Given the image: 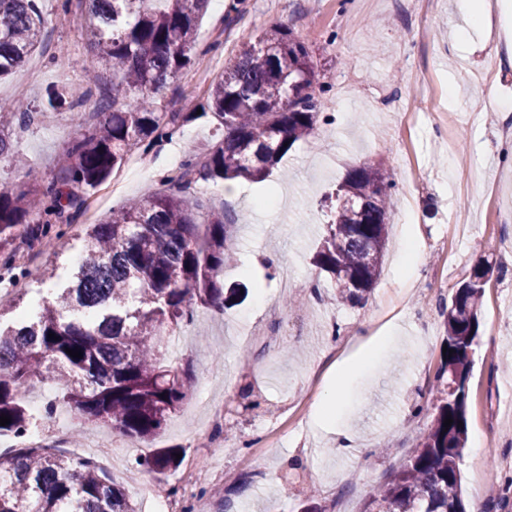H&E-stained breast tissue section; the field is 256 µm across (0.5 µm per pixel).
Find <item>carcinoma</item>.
Returning a JSON list of instances; mask_svg holds the SVG:
<instances>
[{
  "label": "carcinoma",
  "instance_id": "obj_1",
  "mask_svg": "<svg viewBox=\"0 0 512 512\" xmlns=\"http://www.w3.org/2000/svg\"><path fill=\"white\" fill-rule=\"evenodd\" d=\"M209 0H65L64 12L82 14L91 48L103 70L121 73L108 89L99 75L74 95L53 88L48 106L69 114L75 136L43 183L0 189V270L23 278L16 240H61L62 224L81 215L84 196L121 167L136 149L173 138L200 115L158 112L153 98L197 53L199 21ZM37 0H0V78L23 68L44 45ZM309 47L283 28L243 42L211 83L207 107L224 134L203 152H189L161 188L112 209L85 229L84 257L66 283L37 292L31 309L11 324L0 321V436L22 437L35 417L24 395L49 374L70 410L108 422L134 441L161 433L188 399L187 372L166 355L170 337L191 321L194 308L224 309V264L231 259V225L224 214L197 224L187 190L194 183L236 178L263 180L293 145L315 134L320 101L302 90L318 84ZM93 102L97 122L82 123ZM38 111L23 101L0 102V157L16 158L10 132ZM393 183L371 165L347 171L335 192L326 233L314 253L317 268L336 283V298L357 304L380 277ZM487 271L477 264L450 301L442 303L444 343L432 390L428 433L410 462L371 493L365 512H472L462 491L459 461L467 438L468 382L479 330ZM55 334L51 339L48 334ZM79 350L73 358L66 349ZM453 419L444 426L446 418ZM178 463L160 448L137 465L162 483ZM0 512H137L124 488L88 458L49 448L0 453Z\"/></svg>",
  "mask_w": 512,
  "mask_h": 512
}]
</instances>
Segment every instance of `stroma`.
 Wrapping results in <instances>:
<instances>
[{
  "mask_svg": "<svg viewBox=\"0 0 512 512\" xmlns=\"http://www.w3.org/2000/svg\"><path fill=\"white\" fill-rule=\"evenodd\" d=\"M455 2L415 0L407 8L401 0H246V13L231 24L225 0H211L199 23L208 53L153 99L156 109L180 112L204 101L239 42L280 25L309 45L329 86L319 95L315 137L297 141L265 180L191 188L198 223L219 211L230 221L235 253L224 283L246 285L248 295L219 313L196 309L185 329L176 363L188 370L192 390L146 447L180 450L181 463L164 483L136 466L130 439L118 436L104 469L139 512H162L167 498L184 499L188 484L220 512H295L302 492L327 512H364L373 489L399 470L428 429L443 345L439 306L480 261L493 271L482 297L467 419L469 435H483L487 445L477 457L464 451L459 467L469 501L493 500L491 482L504 474L502 458L512 457V157L503 153V128L512 126V58H490L484 40H512V11L495 13L490 35L472 34L458 50L466 21ZM60 4L41 0L45 49L30 61L39 81L19 71L0 81V99L22 95L42 105L48 87L78 83L95 67L80 16ZM492 65L504 74L486 89L478 75ZM487 97L497 111L484 110ZM218 134L215 120L202 118L149 153L134 152L87 196L80 222L67 230L65 256L55 257L48 243H21L27 277L18 284L1 279L0 294L21 287L35 293L48 270L66 280L84 248L85 225L156 188L164 171ZM72 137L67 119L50 110L16 130L14 151L26 167L0 158V186L49 179ZM363 164L383 170L395 189L381 275L367 301L352 307L336 301L334 283L311 257L329 220L325 196ZM406 232L417 249L407 273L398 258ZM284 271L298 282L288 294L280 290ZM388 327L400 347L373 371L348 375L353 442L337 447L335 433L313 424L336 384V365L351 356L353 336ZM40 426L62 451L77 441L90 458V436L112 430L75 414L44 415ZM239 474L252 478L241 496L228 491Z\"/></svg>",
  "mask_w": 512,
  "mask_h": 512,
  "instance_id": "obj_1",
  "label": "stroma"
}]
</instances>
